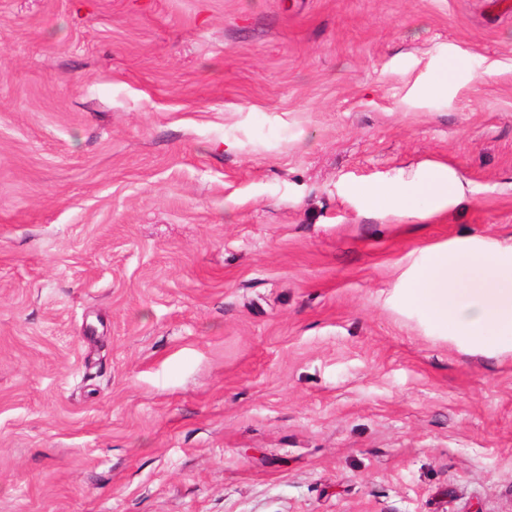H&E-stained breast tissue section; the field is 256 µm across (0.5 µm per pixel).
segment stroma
I'll list each match as a JSON object with an SVG mask.
<instances>
[{"instance_id": "stroma-1", "label": "stroma", "mask_w": 512, "mask_h": 512, "mask_svg": "<svg viewBox=\"0 0 512 512\" xmlns=\"http://www.w3.org/2000/svg\"><path fill=\"white\" fill-rule=\"evenodd\" d=\"M464 237L512 0H0V512H512V352L400 297ZM465 192L461 178L455 173L448 177L433 172L416 182L382 186L367 192V207L375 212L392 213L398 216H411L427 219L436 211L459 205ZM422 197L433 200L435 211H423L418 201Z\"/></svg>"}]
</instances>
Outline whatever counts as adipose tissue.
<instances>
[{
	"label": "adipose tissue",
	"mask_w": 512,
	"mask_h": 512,
	"mask_svg": "<svg viewBox=\"0 0 512 512\" xmlns=\"http://www.w3.org/2000/svg\"><path fill=\"white\" fill-rule=\"evenodd\" d=\"M456 174L434 172L416 182L368 191L375 212L427 219L418 201L427 197L437 209L463 202ZM401 287L405 302L431 323L485 349L512 348V243L471 237L435 248Z\"/></svg>",
	"instance_id": "ef3b65f1"
}]
</instances>
